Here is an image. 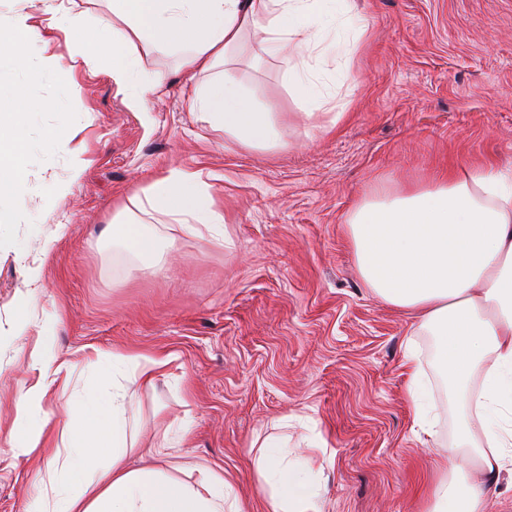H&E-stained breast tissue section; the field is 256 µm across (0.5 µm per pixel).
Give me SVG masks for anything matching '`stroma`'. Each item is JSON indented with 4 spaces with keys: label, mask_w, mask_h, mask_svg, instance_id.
<instances>
[{
    "label": "stroma",
    "mask_w": 512,
    "mask_h": 512,
    "mask_svg": "<svg viewBox=\"0 0 512 512\" xmlns=\"http://www.w3.org/2000/svg\"><path fill=\"white\" fill-rule=\"evenodd\" d=\"M353 26L330 23L326 46L368 27L351 72L329 73L326 134L282 128L283 148L238 146L198 121L173 56L145 58L166 92L131 107L105 66H79L28 87L46 107L26 114L19 223L0 228V512H33L40 474L7 435L41 323L55 325L59 361L87 355L166 359L154 387L128 385L134 449L128 468L194 482L182 460L231 483L240 512H267L256 445L312 456L322 512H429L436 463L455 438L457 405L435 362L434 337L360 279L346 220L363 198L428 182L452 167L512 164V0H353ZM283 57L240 64L262 112H293ZM63 101L65 112L55 111ZM82 149L50 148L59 128ZM211 184L232 239L182 233L146 216L160 272L141 269L106 228L115 206L169 169ZM42 268L29 289L26 268ZM415 340L438 418L422 444L412 429L406 343ZM177 444L174 458L154 447Z\"/></svg>",
    "instance_id": "1"
}]
</instances>
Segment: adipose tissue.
<instances>
[{"label": "adipose tissue", "instance_id": "ef3b65f1", "mask_svg": "<svg viewBox=\"0 0 512 512\" xmlns=\"http://www.w3.org/2000/svg\"><path fill=\"white\" fill-rule=\"evenodd\" d=\"M19 2L7 24H0V64L25 71L29 82L48 72L65 77L77 63L93 67L105 57L112 81L134 87L130 105L142 111L161 88L159 79H140L144 58L176 54L188 79L203 82L191 103L199 119L223 127L240 147L267 149L280 145L288 115L250 104L234 74L247 42L254 60L285 57L294 101L312 128L325 126L316 110L324 94L311 60L320 19L341 15L346 0H112L111 18L99 19L91 39L77 0L68 6L46 0V29L68 33L76 51L63 58L51 53L50 38H42L43 65L37 69L30 68L26 50L35 31L32 3ZM219 66L223 77L212 78ZM40 107L24 92H0V227L18 221L12 202L25 187L27 148L21 118ZM129 202L189 232L229 239L224 212L197 173L170 169ZM113 221L137 259L155 256L158 240L143 224L128 221L122 209ZM347 230L368 288L415 313L419 327L435 336L438 369L462 405L448 448L451 469L433 491L432 512H483L486 486L512 472V166H469L410 189L381 192L357 203ZM52 336V325L43 324L27 361L38 378L17 400L8 439L14 455L42 465L35 512H237L231 485L199 463L183 464L199 474L193 486L154 469L124 468L133 446L117 381L153 382L159 359L114 354L89 361L92 383L66 393L71 423L54 439L44 398L60 374L74 368L58 362ZM405 359L413 427L435 437L436 417L415 347H407ZM256 471L268 490V512H319L314 485L287 460L260 453Z\"/></svg>", "mask_w": 512, "mask_h": 512}]
</instances>
